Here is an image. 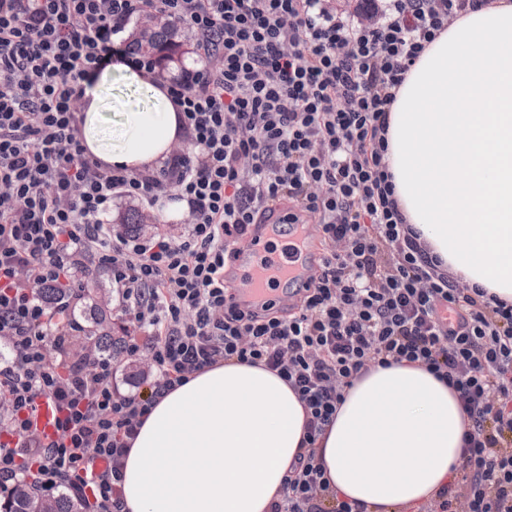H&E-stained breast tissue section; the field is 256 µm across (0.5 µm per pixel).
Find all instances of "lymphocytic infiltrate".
<instances>
[{"mask_svg":"<svg viewBox=\"0 0 512 512\" xmlns=\"http://www.w3.org/2000/svg\"><path fill=\"white\" fill-rule=\"evenodd\" d=\"M329 0H0V499L33 478L90 512H122L121 467L153 403L228 361L297 395L306 437L267 512H367L330 490L317 441L345 388L375 367L425 366L469 421L460 461L419 512H512V304L449 275L407 224L385 159L388 112L413 63L489 0H370L374 22ZM182 24L202 59L173 75L134 52L131 22ZM121 62L173 103L164 165L131 172L87 154L83 81ZM180 204L179 237L114 230L117 198ZM273 201L307 214L324 252L289 306L244 312L225 257ZM109 271L140 330L120 356L71 352L79 327L43 293L87 261ZM150 359L120 392L123 362ZM56 410L48 435L37 402Z\"/></svg>","mask_w":512,"mask_h":512,"instance_id":"f902f5d3","label":"lymphocytic infiltrate"}]
</instances>
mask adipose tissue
<instances>
[{
    "mask_svg": "<svg viewBox=\"0 0 512 512\" xmlns=\"http://www.w3.org/2000/svg\"><path fill=\"white\" fill-rule=\"evenodd\" d=\"M121 76L147 104L108 145L103 95ZM88 153L142 171L169 154L178 117L146 73L123 63L84 86ZM387 159L406 221L470 287L512 302V0L463 11L409 68L389 112ZM295 393L228 361L159 399L124 459V512H265L304 438ZM457 397L425 368H376L344 392L318 440L331 488L370 512L423 503L460 458Z\"/></svg>",
    "mask_w": 512,
    "mask_h": 512,
    "instance_id": "1",
    "label": "adipose tissue"
}]
</instances>
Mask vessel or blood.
Segmentation results:
<instances>
[{
    "label": "vessel or blood",
    "instance_id": "1",
    "mask_svg": "<svg viewBox=\"0 0 512 512\" xmlns=\"http://www.w3.org/2000/svg\"><path fill=\"white\" fill-rule=\"evenodd\" d=\"M286 210L280 203L269 205L261 222L252 225L238 244L237 265L224 272L228 294L240 307L256 309L274 299L275 283L303 285L319 263L321 254L311 247L317 239L313 225H291L289 238L273 246Z\"/></svg>",
    "mask_w": 512,
    "mask_h": 512
}]
</instances>
